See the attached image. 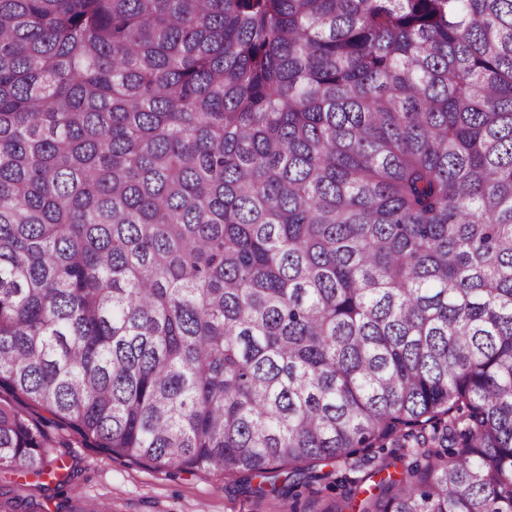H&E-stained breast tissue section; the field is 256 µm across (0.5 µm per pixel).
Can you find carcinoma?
I'll return each mask as SVG.
<instances>
[{
	"label": "carcinoma",
	"instance_id": "1",
	"mask_svg": "<svg viewBox=\"0 0 512 512\" xmlns=\"http://www.w3.org/2000/svg\"><path fill=\"white\" fill-rule=\"evenodd\" d=\"M0 389L1 470L512 512V0H0Z\"/></svg>",
	"mask_w": 512,
	"mask_h": 512
}]
</instances>
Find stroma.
I'll return each instance as SVG.
<instances>
[{"label":"stroma","mask_w":512,"mask_h":512,"mask_svg":"<svg viewBox=\"0 0 512 512\" xmlns=\"http://www.w3.org/2000/svg\"><path fill=\"white\" fill-rule=\"evenodd\" d=\"M63 466L47 489L24 469L0 471V512H279L277 499L256 498L223 475L195 471L169 474L97 448L63 433Z\"/></svg>","instance_id":"stroma-1"}]
</instances>
